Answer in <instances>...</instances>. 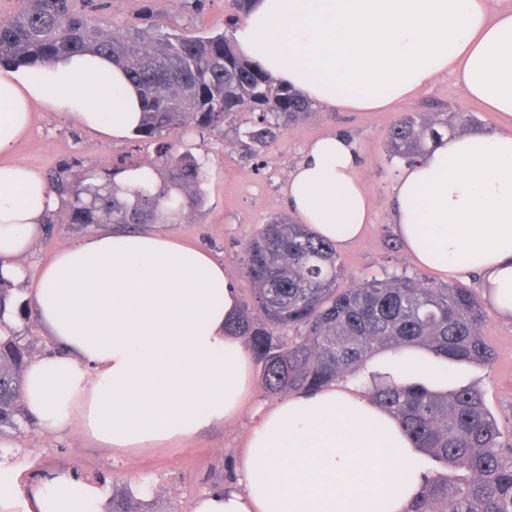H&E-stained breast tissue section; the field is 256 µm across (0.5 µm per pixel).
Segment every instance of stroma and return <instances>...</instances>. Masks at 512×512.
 Here are the masks:
<instances>
[{"instance_id": "1", "label": "stroma", "mask_w": 512, "mask_h": 512, "mask_svg": "<svg viewBox=\"0 0 512 512\" xmlns=\"http://www.w3.org/2000/svg\"><path fill=\"white\" fill-rule=\"evenodd\" d=\"M227 12L226 0H112L111 8L96 11L94 17L108 28L148 29L162 24L210 33L223 30ZM405 112L473 115L489 133L501 126L496 113L485 111L468 99L449 76L438 77L426 91L388 112L315 109L306 120L281 127L273 141L260 147L248 148L237 140V128L250 124L244 114L238 125L225 127L223 132L199 129L184 135L180 148L190 149L204 164L205 204L181 223L161 224L157 230L223 259L241 302L252 303V284L245 273L248 241L272 218L288 215L282 186L303 148L320 136L344 132L359 142L360 177L370 198L372 222L359 240L339 252L340 262L352 280L417 274V266L403 248L396 246L389 223L390 189L400 164L389 161L386 138L393 121ZM153 152V145L137 137L107 140L58 113L39 108L34 112L29 135L15 146L9 159L37 167L46 175L77 165L107 178L121 162L144 161ZM89 232V227L70 223L67 207H60L53 212L45 235L38 241L34 258L47 260L61 246ZM481 332L495 352L493 364H449L448 385L481 389L502 433L512 435V320L487 308ZM249 421L245 414L238 420L213 426L179 447L131 452L94 447L78 434L46 436L31 427L16 436L13 447L1 449L0 457L26 460L27 467L20 475L24 488L42 475L67 466L112 491L149 483L160 504L189 512L195 497L226 482L233 474L235 452Z\"/></svg>"}]
</instances>
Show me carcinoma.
I'll list each match as a JSON object with an SVG mask.
<instances>
[{
	"instance_id": "1",
	"label": "carcinoma",
	"mask_w": 512,
	"mask_h": 512,
	"mask_svg": "<svg viewBox=\"0 0 512 512\" xmlns=\"http://www.w3.org/2000/svg\"><path fill=\"white\" fill-rule=\"evenodd\" d=\"M78 52L107 55L126 70L143 100L137 137L156 149L135 165L144 178L129 193L113 181L96 184L81 169L51 174L49 189L67 205L71 224H118L126 230L175 223L204 205L203 165L167 138L188 125L221 133L224 124L249 113V137L260 144L313 112L300 92L243 57L226 32L107 30L75 0H21L14 14L0 18V67L44 64ZM467 125L479 127L472 116L459 121L451 112L435 118L408 113L391 127L387 153L415 162L429 144ZM246 256L256 304L244 306L228 330L245 339L272 393L322 388L359 373L383 351L418 347L445 362L493 360L480 332L484 308L469 288L407 274L342 288L345 271L336 250L288 217L262 225ZM11 300L12 285L0 277L1 435L33 426L22 406L31 351L25 337L5 323ZM291 327L302 334L284 336ZM368 393L421 452L457 472L451 482L442 474L427 476L408 512H512V444L503 440L481 390L442 392L384 376L370 379ZM110 504L108 512H149L131 490L112 496Z\"/></svg>"
}]
</instances>
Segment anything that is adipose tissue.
Listing matches in <instances>:
<instances>
[{
    "label": "adipose tissue",
    "mask_w": 512,
    "mask_h": 512,
    "mask_svg": "<svg viewBox=\"0 0 512 512\" xmlns=\"http://www.w3.org/2000/svg\"><path fill=\"white\" fill-rule=\"evenodd\" d=\"M489 0H253L237 49L326 110L382 111L451 75L503 120L432 143L394 181V232L413 263L479 278L512 317V8ZM42 107L112 139L135 131L142 101L110 58L74 53L40 69L0 68V155ZM348 134L307 145L283 187L317 237L348 249L371 221ZM61 204L43 173L0 164V275L22 289L52 340L29 359L23 404L46 435L79 432L102 448H166L252 418L232 479L191 512H407L422 456L397 419L353 387L253 404L240 309L224 263L175 235L98 229L31 263ZM0 461V512H106L107 488L60 469L29 489Z\"/></svg>",
    "instance_id": "adipose-tissue-1"
}]
</instances>
